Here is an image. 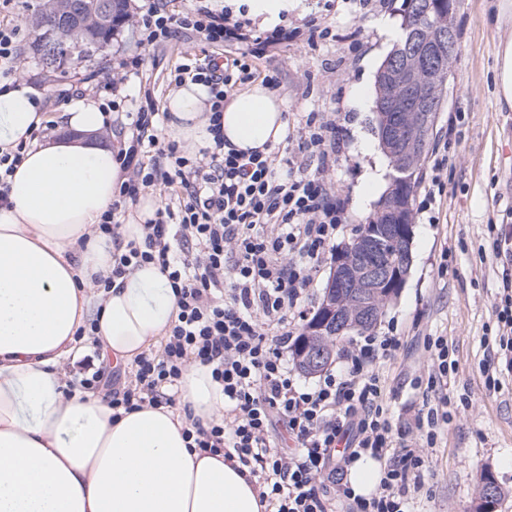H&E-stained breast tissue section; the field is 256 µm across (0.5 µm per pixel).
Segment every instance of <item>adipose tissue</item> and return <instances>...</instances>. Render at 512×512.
I'll list each match as a JSON object with an SVG mask.
<instances>
[{"label":"adipose tissue","instance_id":"ef3b65f1","mask_svg":"<svg viewBox=\"0 0 512 512\" xmlns=\"http://www.w3.org/2000/svg\"><path fill=\"white\" fill-rule=\"evenodd\" d=\"M207 99L198 84L173 88L168 135L209 146ZM105 119L97 101L77 100L59 116L67 138L37 141L43 93L23 83L0 92V152L27 144L0 206V512H265L249 471L186 444L192 420L224 412L209 366L186 368L175 410L146 404L116 418L101 392L68 388L85 356L131 362L177 312L158 265L113 277L115 245L94 230L126 179L116 151L95 138ZM287 127L283 99L262 83L224 104L235 149L266 151ZM97 274L113 279L99 296Z\"/></svg>","mask_w":512,"mask_h":512}]
</instances>
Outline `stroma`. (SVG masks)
I'll return each mask as SVG.
<instances>
[{
  "label": "stroma",
  "mask_w": 512,
  "mask_h": 512,
  "mask_svg": "<svg viewBox=\"0 0 512 512\" xmlns=\"http://www.w3.org/2000/svg\"><path fill=\"white\" fill-rule=\"evenodd\" d=\"M33 2L0 0V27L18 31L17 79L43 90L53 112L65 110L58 95L67 89L84 87L89 98L112 99L105 79L122 58L140 53L136 31L147 0H127V21L91 60L58 70L43 67L30 49L35 37L28 23ZM325 3L302 0V10L289 13L286 21L292 39L268 48L254 65L261 71H279L289 134L288 141L274 147L279 156L295 147L311 113L335 109L340 114L344 159L332 179L349 199L347 222L336 240L342 247L374 210L364 181L373 160L361 145L378 140L372 122L375 74L395 44L386 29L399 27L402 0H381L377 12L363 20L356 40L349 36L354 4L340 0L337 10L329 11ZM495 4L460 0L455 19L458 50L432 143L433 148L446 149L453 164L442 174L445 191L439 210L413 214L411 270L376 327L380 333L395 328L403 338L400 350L383 368L396 420H411L422 407V393L411 381L428 373L425 336L447 340L455 361L447 387L448 429L437 447L427 451L433 489L427 512H475L480 476L486 471L502 489L496 512H512V380L492 391L483 373L492 353L503 265L492 249L495 235L489 226L512 225V111L503 109L494 93L496 47L512 38V26L495 24ZM317 16L329 27L330 38L311 36V21ZM143 56L142 65L127 73L119 92L123 100L113 110L109 128L98 135L102 144H119L118 128L129 125L139 107H161L177 68L223 58L224 50L183 33Z\"/></svg>",
  "instance_id": "obj_1"
}]
</instances>
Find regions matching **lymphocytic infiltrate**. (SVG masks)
<instances>
[{
    "instance_id": "1",
    "label": "lymphocytic infiltrate",
    "mask_w": 512,
    "mask_h": 512,
    "mask_svg": "<svg viewBox=\"0 0 512 512\" xmlns=\"http://www.w3.org/2000/svg\"><path fill=\"white\" fill-rule=\"evenodd\" d=\"M183 29L239 49L223 62L185 64L174 74L176 84L207 88L211 146L190 155L178 142H162L159 114L150 105L138 109L131 143L119 153L130 176L98 231L115 236V208L137 201L146 188H158L164 199L145 222L141 243L115 256L112 274L158 263L178 314L161 351L135 358L130 382L113 392L110 404L128 412L174 405L184 370L200 362L223 387L224 415L186 436L206 454L247 467L266 512H418L431 496L426 451L448 423V398L424 402L413 420H394L382 369L400 338L359 337L311 384L288 365L304 302L346 219L347 201L330 178L341 151L337 114L308 118L291 157L225 149V98L254 79L253 58L292 34L282 24L253 34L228 9L202 2L184 14L152 2L139 19L138 43L153 48ZM145 148L155 152L148 166L140 159ZM497 309L494 358L484 367L494 390L512 371V267L501 272ZM364 457L381 466L379 488L367 496L346 481Z\"/></svg>"
}]
</instances>
